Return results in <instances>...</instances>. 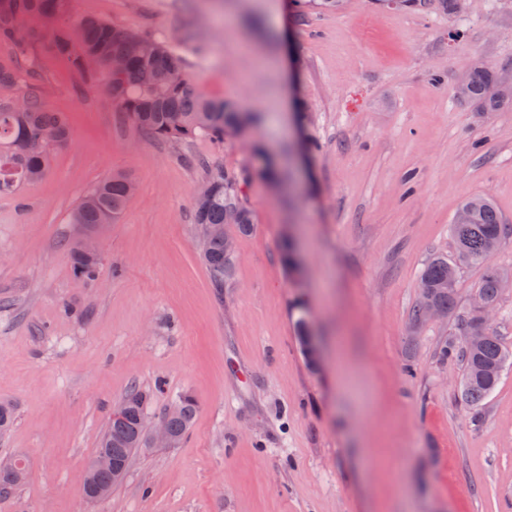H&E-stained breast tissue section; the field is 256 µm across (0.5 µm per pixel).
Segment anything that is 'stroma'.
<instances>
[{"label": "stroma", "mask_w": 512, "mask_h": 512, "mask_svg": "<svg viewBox=\"0 0 512 512\" xmlns=\"http://www.w3.org/2000/svg\"><path fill=\"white\" fill-rule=\"evenodd\" d=\"M83 17L151 34L195 88L261 121L220 144L153 140L28 30L70 135L42 180L0 194V402L15 407L0 458L27 461L0 512H512V366L469 410L459 362L439 355L456 316L410 321L426 261L455 253L462 199L492 198L512 225V108L454 95L474 61L512 70V0L459 16L346 0L302 17L290 0H66L58 23ZM274 156L290 195L261 175ZM208 165L246 177L255 218L221 288L192 220ZM115 172L137 189L88 280L69 262L71 217ZM134 388L149 420L184 393L196 418L177 447L144 441L88 501L87 462Z\"/></svg>", "instance_id": "1"}]
</instances>
